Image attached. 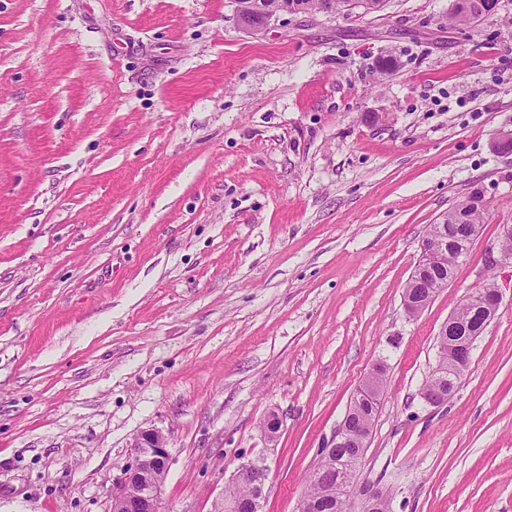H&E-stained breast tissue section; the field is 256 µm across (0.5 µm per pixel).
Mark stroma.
<instances>
[{
    "label": "stroma",
    "mask_w": 512,
    "mask_h": 512,
    "mask_svg": "<svg viewBox=\"0 0 512 512\" xmlns=\"http://www.w3.org/2000/svg\"><path fill=\"white\" fill-rule=\"evenodd\" d=\"M452 3L252 35L233 0H0V512H108L148 429L164 512H219L247 460L262 512H297L377 363L362 479L393 512H512V264H485L512 0L463 30ZM475 188L481 235L407 318L428 226ZM489 280L497 316L425 405L440 325Z\"/></svg>",
    "instance_id": "35a3bbf8"
}]
</instances>
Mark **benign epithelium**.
<instances>
[{"mask_svg": "<svg viewBox=\"0 0 512 512\" xmlns=\"http://www.w3.org/2000/svg\"><path fill=\"white\" fill-rule=\"evenodd\" d=\"M237 22L244 29L258 33L269 22L289 10L288 0H275L269 4L265 0H234ZM448 254V228L443 224L434 225V231L425 236L421 243V259ZM476 337L466 331L461 336H454L448 341V362L440 361L432 368L431 375L438 379L448 380V386L438 388L425 386L420 392L421 399L428 405L439 407L448 402L459 388L465 371L468 368ZM344 425H339L332 436L329 447L338 445L346 447L351 443L367 445L368 436L360 431L353 439L344 435ZM132 463L125 469L112 494L109 512H162L163 479L148 481L144 471V463L150 462L160 473L168 469V440L155 430H145L135 436L130 444ZM243 478L256 486L257 491L241 502L231 505L233 512H260L261 499L267 481L265 468L253 461L240 463L231 481ZM346 496H355L360 509L373 507L385 497L384 491L369 482H358V479H346L337 488Z\"/></svg>", "mask_w": 512, "mask_h": 512, "instance_id": "7a95c632", "label": "benign epithelium"}]
</instances>
